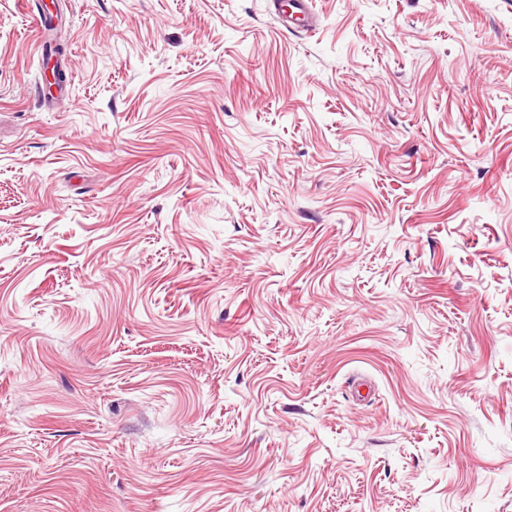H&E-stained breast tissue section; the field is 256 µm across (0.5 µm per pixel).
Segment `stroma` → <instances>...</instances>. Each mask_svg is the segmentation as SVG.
I'll return each instance as SVG.
<instances>
[{
    "label": "stroma",
    "mask_w": 512,
    "mask_h": 512,
    "mask_svg": "<svg viewBox=\"0 0 512 512\" xmlns=\"http://www.w3.org/2000/svg\"><path fill=\"white\" fill-rule=\"evenodd\" d=\"M36 3L0 512H512V0ZM277 1L273 0L272 3L281 23L286 28L296 32H308L314 29V16L309 4L310 0H289L287 15L282 12L280 3Z\"/></svg>",
    "instance_id": "stroma-1"
}]
</instances>
